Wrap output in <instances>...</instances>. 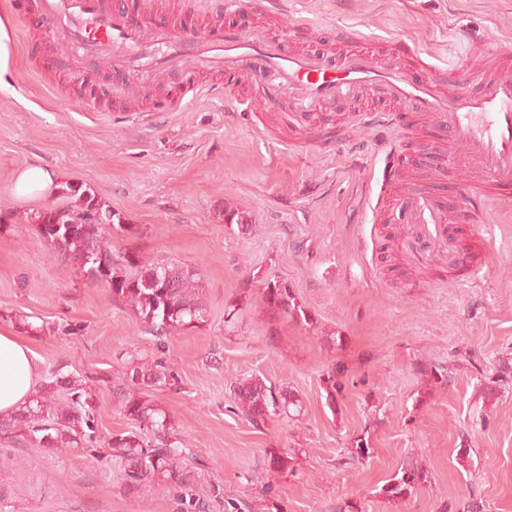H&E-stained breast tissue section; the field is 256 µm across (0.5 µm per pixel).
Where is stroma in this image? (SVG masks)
I'll list each match as a JSON object with an SVG mask.
<instances>
[{
    "instance_id": "1",
    "label": "stroma",
    "mask_w": 512,
    "mask_h": 512,
    "mask_svg": "<svg viewBox=\"0 0 512 512\" xmlns=\"http://www.w3.org/2000/svg\"><path fill=\"white\" fill-rule=\"evenodd\" d=\"M301 18L310 25L289 48H321L343 25L374 43L381 65L400 40L447 61L462 29L512 54V0H288L284 16H222L228 33ZM42 29L13 23L15 73L0 89V326L28 318L37 380L65 366L101 417L95 442L76 448L0 435V512H461L474 499L483 512H512V200L488 202L472 280L438 259L409 265L405 226L363 208L383 168L447 197L455 216L463 202L450 188L474 177L436 166L443 144L424 117L376 128L361 120L368 100H342L340 141L335 124H297L287 99L264 105L244 71L208 76L223 96L190 94L162 112L157 91L114 89L106 69L68 54L40 70L30 49ZM36 165L118 216L102 229L115 257L198 269L208 320L156 339L105 279L61 258L29 221L61 197L13 191ZM228 206L251 217L253 234L225 224ZM268 279L288 281L308 324L265 303ZM137 352L175 375L142 394L195 457L178 478L129 488L106 443L132 427L116 392ZM338 362L348 372L332 411L321 379ZM426 364L447 367L448 384L428 386ZM244 373L297 394L301 419L253 428L231 394ZM360 438L362 461L348 453ZM290 450L293 473L271 471L270 453ZM412 461L427 482L388 499L382 486Z\"/></svg>"
}]
</instances>
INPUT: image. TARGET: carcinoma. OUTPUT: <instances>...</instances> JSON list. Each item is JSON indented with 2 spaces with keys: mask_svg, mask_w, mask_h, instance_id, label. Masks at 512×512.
Here are the masks:
<instances>
[{
  "mask_svg": "<svg viewBox=\"0 0 512 512\" xmlns=\"http://www.w3.org/2000/svg\"><path fill=\"white\" fill-rule=\"evenodd\" d=\"M66 194L77 198L78 204L49 206L31 216V223L36 225L41 238L64 260L93 277L105 278L112 295L130 305L133 314L158 339L206 321L201 277L195 269L174 261L146 265L133 255L123 257L120 263L115 261L101 234L103 225L113 223L114 213L78 187L69 188ZM224 221L237 225L244 234L255 229L237 209L225 208ZM264 299L285 315L310 322L307 311L286 282L266 281ZM346 372L345 367L337 364L323 374L326 405L333 413L344 396ZM421 374L433 386L448 383V372L442 366L427 365ZM123 377L130 386L152 388L169 385L172 374L162 363L136 355ZM118 395L124 416L137 425L134 430L112 435L108 441L112 465L125 485L135 488L178 476L179 464L186 459V448L175 437L169 414L137 393L122 389ZM233 395L237 409L258 430L273 416L289 417L302 411L300 400L293 392L268 385L256 375L235 382ZM98 416L92 391L81 379L59 366L18 410L0 415V432L5 435L21 432L39 444L47 442L49 448H67L81 440H94ZM427 479L421 467L408 462L382 486L381 493L391 499L403 498Z\"/></svg>",
  "mask_w": 512,
  "mask_h": 512,
  "instance_id": "1",
  "label": "carcinoma"
}]
</instances>
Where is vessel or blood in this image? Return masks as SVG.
I'll return each instance as SVG.
<instances>
[{
  "label": "vessel or blood",
  "mask_w": 512,
  "mask_h": 512,
  "mask_svg": "<svg viewBox=\"0 0 512 512\" xmlns=\"http://www.w3.org/2000/svg\"><path fill=\"white\" fill-rule=\"evenodd\" d=\"M23 14L45 21L48 38L63 44L73 59L105 65L126 83L155 85L178 69L194 78L214 68L234 72L246 66L258 75L262 92L279 90L304 120L370 88L386 104L365 112L367 124H392L399 112L430 116L452 148L439 156V165L472 168L481 179L459 186L467 206L460 223L452 224L435 195L402 188L398 171H384L369 209L411 225L408 259L414 264L439 257L450 270L466 272L486 246L487 201L512 196V57L498 41L462 38L443 83L430 77L437 68L431 58L423 63L427 77L408 72L402 61L414 53L409 46L400 61L380 67L365 43L338 57L297 51L278 30L228 34L216 20L195 32L163 16L132 20L111 0H24Z\"/></svg>",
  "instance_id": "1"
}]
</instances>
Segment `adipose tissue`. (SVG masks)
<instances>
[{"label":"adipose tissue","mask_w":512,"mask_h":512,"mask_svg":"<svg viewBox=\"0 0 512 512\" xmlns=\"http://www.w3.org/2000/svg\"><path fill=\"white\" fill-rule=\"evenodd\" d=\"M35 377L28 344L13 329L0 327V414L15 411L27 400Z\"/></svg>","instance_id":"obj_1"}]
</instances>
